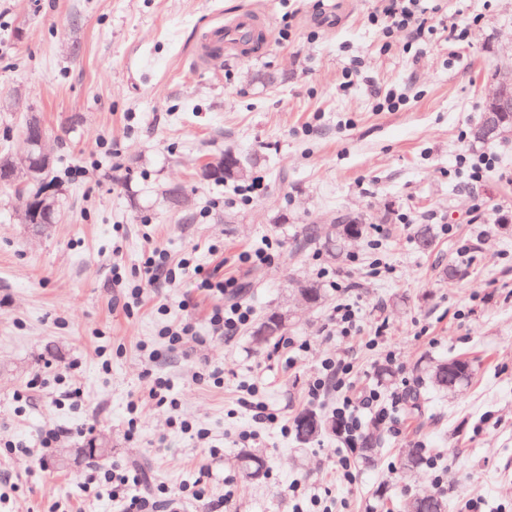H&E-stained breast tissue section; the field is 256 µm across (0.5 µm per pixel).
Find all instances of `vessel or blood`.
<instances>
[{
    "mask_svg": "<svg viewBox=\"0 0 512 512\" xmlns=\"http://www.w3.org/2000/svg\"><path fill=\"white\" fill-rule=\"evenodd\" d=\"M265 28L264 17L252 11L240 13L226 23L212 25L197 45L196 60L201 64L207 63L227 49L243 56L251 54L253 36Z\"/></svg>",
    "mask_w": 512,
    "mask_h": 512,
    "instance_id": "b4317fda",
    "label": "vessel or blood"
}]
</instances>
